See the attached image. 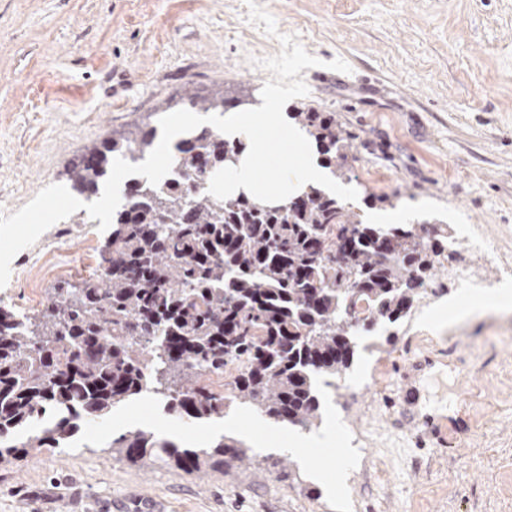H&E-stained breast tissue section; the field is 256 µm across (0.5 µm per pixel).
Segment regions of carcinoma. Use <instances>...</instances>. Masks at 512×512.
Masks as SVG:
<instances>
[{"label":"carcinoma","instance_id":"1","mask_svg":"<svg viewBox=\"0 0 512 512\" xmlns=\"http://www.w3.org/2000/svg\"><path fill=\"white\" fill-rule=\"evenodd\" d=\"M194 109L244 100L189 94ZM292 119L314 139L333 177L354 151L329 113L303 104ZM155 147V129H114L71 160L68 180L98 193L113 158ZM246 149L201 129L176 145L181 177L137 180L99 250L103 272L50 288L45 306L15 319L0 302V469L57 448L82 425L149 391L188 422L222 420L230 405L310 429L320 421L318 379L352 365L360 332L393 325L432 285L435 258L452 259L448 233L427 221L364 224L316 186L281 206L244 195L214 198V172ZM242 368L224 393L214 378ZM112 458L162 461L189 475L252 464V449L223 436L180 445L150 430L112 439Z\"/></svg>","mask_w":512,"mask_h":512}]
</instances>
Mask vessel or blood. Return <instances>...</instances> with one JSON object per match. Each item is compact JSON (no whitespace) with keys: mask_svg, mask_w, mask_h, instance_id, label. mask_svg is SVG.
I'll return each mask as SVG.
<instances>
[{"mask_svg":"<svg viewBox=\"0 0 512 512\" xmlns=\"http://www.w3.org/2000/svg\"><path fill=\"white\" fill-rule=\"evenodd\" d=\"M437 357L431 352H419L408 359L402 368L407 383L401 389L392 412L393 424L397 428L416 434L428 432L432 445L446 448L450 445V433H461L465 428L464 418L448 419L447 416L430 412L419 402L417 381L421 374L434 367Z\"/></svg>","mask_w":512,"mask_h":512,"instance_id":"vessel-or-blood-1","label":"vessel or blood"}]
</instances>
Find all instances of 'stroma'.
<instances>
[{"mask_svg": "<svg viewBox=\"0 0 512 512\" xmlns=\"http://www.w3.org/2000/svg\"><path fill=\"white\" fill-rule=\"evenodd\" d=\"M279 29L321 61L350 72L328 80L303 69L308 103L333 113L356 148L348 161L362 221L401 214L446 225L457 269L495 281L468 238L512 261V0H261ZM248 20L245 0H0V215L43 187L65 184L70 160L106 133L158 125L181 96H259L271 74L254 66L277 54ZM99 220L56 223L12 261L8 302L36 310L30 286L48 292L42 265H70L104 234ZM438 289L400 322L366 332L322 416L342 432L347 463L335 488L319 475L332 449L285 454L275 423L241 412L237 436L253 466L205 478L163 463L113 460L126 429L157 430L187 445L223 435L220 421L188 425L144 394L110 419L83 427L68 448L0 470V512H512V316L478 311L443 329L426 323L460 291ZM446 365L419 383L426 409L463 414L467 432L434 448L394 430L388 415L400 368L419 350Z\"/></svg>", "mask_w": 512, "mask_h": 512, "instance_id": "stroma-1", "label": "stroma"}]
</instances>
